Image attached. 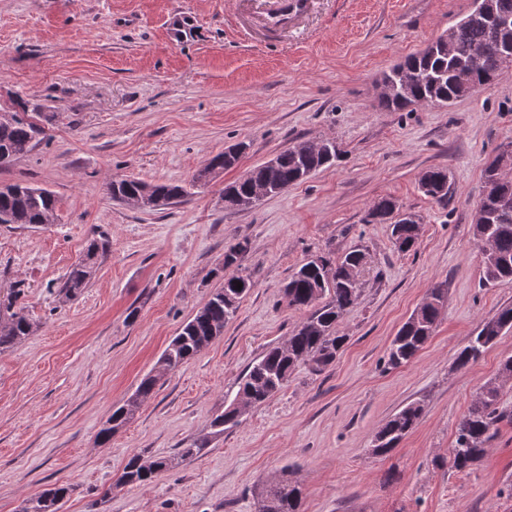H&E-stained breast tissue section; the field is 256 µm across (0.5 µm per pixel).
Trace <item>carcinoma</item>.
<instances>
[{
  "label": "carcinoma",
  "instance_id": "1",
  "mask_svg": "<svg viewBox=\"0 0 512 512\" xmlns=\"http://www.w3.org/2000/svg\"><path fill=\"white\" fill-rule=\"evenodd\" d=\"M512 48V0H481L478 7L448 27V31L430 42L426 49L405 57L382 75V82L392 90L381 95L380 104L386 109L399 110L412 104L449 106L454 101L470 96L494 81L503 70L500 57L503 47ZM44 130L27 119L0 124V167L10 164L32 148L33 141ZM246 145H237V152H220L194 176V181L205 183L219 170L234 167ZM338 158L336 143L327 142L323 148L310 143L295 144L281 151L273 166L260 164L251 169V178L240 177L224 186V207L239 210L248 198L252 183H267L276 196L308 179L315 173L332 167ZM489 160L484 169L485 193L479 205L482 215L473 219L474 237L488 234L499 262L491 269H483V281L496 284L512 281V214L502 211L500 196L512 203V178L497 179L495 163ZM429 188L423 193L438 201L448 196V170L440 167L425 172ZM148 192L158 201L162 210L187 194L177 183L147 184L137 179L118 178L108 184L112 199L121 200ZM58 207L56 195L27 182H16L0 187V224H19L34 227L45 222ZM403 210L391 197H382L372 205L368 223L387 224L395 246L402 252L414 249L420 236V226L413 219L400 218ZM111 248L104 235L93 239L84 256L75 262L63 285L65 293L75 296L88 287L95 272L98 255ZM365 257L359 249L339 257L328 254L305 259L292 273L284 288L288 307L304 313V317L288 337L287 347L273 346L249 365L241 378L237 396L255 405L267 401L278 391L300 365L320 373L335 360L345 342L338 327L344 314L357 304L361 283L351 279L349 268ZM249 285L248 275L232 274L224 278L209 300L180 329L160 357V361L177 370L206 348L224 331V324L233 318L240 300L248 289H236V282ZM23 289L16 288L7 296H0V353L13 348L32 332V324L18 304ZM430 294L435 301L420 304L403 323L391 341L387 363L399 367L409 363L431 338L441 317L444 289L437 286ZM468 344L457 354L456 362L465 368L477 361L506 330L512 329V307H504L489 320L482 321ZM512 380V356L504 358L498 376L486 382L476 393L467 412L455 431L450 448L451 468L458 472L470 470L487 454L488 445L499 424H512V412L500 407L502 384ZM157 379L148 375L124 403L113 410L110 420L121 424L135 415L141 403L153 392ZM424 408L410 403L388 419L376 432L385 439V446L372 449L375 455L393 450L411 432L423 416ZM239 413L217 415L210 423L211 434L220 435L238 426ZM210 439L202 436L191 440L178 450L176 459L193 460L206 453ZM174 459V460H176ZM174 460L158 458L145 461L132 456L117 478L119 485H143L160 472L173 467ZM70 488L55 485L30 499L31 512H59L61 502ZM302 489L286 476L271 481L259 502L258 512H299Z\"/></svg>",
  "mask_w": 512,
  "mask_h": 512
}]
</instances>
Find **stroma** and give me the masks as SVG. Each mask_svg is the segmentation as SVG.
<instances>
[{"label":"stroma","instance_id":"obj_1","mask_svg":"<svg viewBox=\"0 0 512 512\" xmlns=\"http://www.w3.org/2000/svg\"><path fill=\"white\" fill-rule=\"evenodd\" d=\"M265 0H0V111L37 107L47 136L0 168L59 200L52 223L0 225V291L23 282L35 331L0 353V512L70 485L61 512H257L281 473L303 485L300 512H512V425L471 470L448 467L457 422L512 356V330L474 364L456 356L480 323L512 306V282H482L472 212L486 163L512 144V67L451 106L379 105L382 73L468 14L474 0H309L299 25L263 27ZM333 138L334 166L248 210L224 185L289 145ZM234 168L193 177L237 143ZM451 173L445 200L418 187ZM176 182L163 210L112 200L113 177ZM394 198L421 225L398 251L367 214ZM107 234L91 285L62 286L89 241ZM253 288L199 355L161 377L134 418L98 433L218 288L225 249ZM362 250L361 296L323 372L297 368L207 452L146 486L116 479L133 455L175 456L233 401L248 366L301 321L283 287L307 256ZM442 317L416 359L387 364L392 337L429 288ZM424 413L391 452L378 427L408 403Z\"/></svg>","mask_w":512,"mask_h":512}]
</instances>
